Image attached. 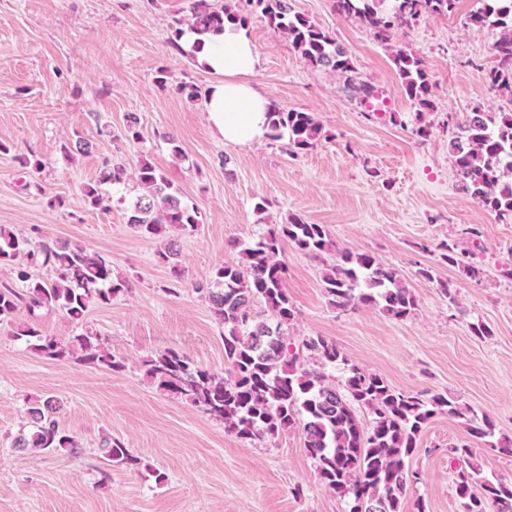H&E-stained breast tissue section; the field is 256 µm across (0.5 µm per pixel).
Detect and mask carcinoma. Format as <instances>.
Masks as SVG:
<instances>
[{
  "instance_id": "carcinoma-1",
  "label": "carcinoma",
  "mask_w": 512,
  "mask_h": 512,
  "mask_svg": "<svg viewBox=\"0 0 512 512\" xmlns=\"http://www.w3.org/2000/svg\"><path fill=\"white\" fill-rule=\"evenodd\" d=\"M245 14L234 13L213 0H192L187 18L176 20L168 43L182 53L185 30L205 38L224 31L227 23L245 26L247 15L259 12L283 33L301 56L315 67L343 79L367 101L374 88L354 75L347 52L336 39L306 17L293 12L290 0H242ZM470 16L479 26L502 31L494 44L497 65L485 73L493 86L512 85V0H482ZM457 0H335L336 11L359 19L381 42L392 32L412 27L423 14L451 15ZM394 64L406 97L418 114L432 108L431 84L423 61L404 51ZM270 136L287 141L294 154L315 144L321 135L311 112L271 106ZM449 141L461 189L500 219L512 220V112H487L474 107L457 123ZM140 192L132 200L121 196L126 224L145 238L161 239L171 229L193 234L202 224L198 207L181 197L179 188L148 162L136 172ZM126 183L121 163L105 161L98 181L83 189L87 203L99 208ZM288 239L304 254L319 257L333 243L322 224L293 215L286 224H271L249 242L238 244L241 262L226 263L213 272L204 294L215 318L224 325V361L232 368L226 379L204 369L176 349H166L145 361L146 373L159 386L184 396L204 414L224 422L227 431L245 441L274 438L294 426L301 428L304 448L322 484L345 499L346 512H400L402 499L416 478L407 460L418 448L428 421L437 414L466 419L470 435L512 456V442L497 444L494 424L485 415L467 414L448 394L428 398L393 388L381 376L352 362L332 339L308 336L296 342L288 327L295 310L283 288L285 268L278 259L281 241ZM176 243L156 252L157 261L180 274ZM0 264L10 267L12 281L0 284V324L12 322L23 309L29 321L14 337L36 354L51 360L72 357L83 364L110 370L123 367L101 336L84 325L93 306H108L128 290L127 279L116 276L112 262L69 241H34L0 225ZM46 270L48 278L37 275ZM326 291L338 307L358 304L380 309L396 320L417 309L414 293L396 270L369 253L339 251L325 274ZM59 312L80 333L60 340L39 329L43 314ZM342 374L336 383L333 372ZM56 397L28 402L31 431L15 439V448L80 453L81 446L61 427ZM109 465H136L138 460L118 439L104 440ZM452 461L464 463L456 474V493L463 512H512V480L480 476L473 462L474 443L451 446Z\"/></svg>"
}]
</instances>
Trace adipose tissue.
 I'll list each match as a JSON object with an SVG mask.
<instances>
[{"label": "adipose tissue", "instance_id": "ef3b65f1", "mask_svg": "<svg viewBox=\"0 0 512 512\" xmlns=\"http://www.w3.org/2000/svg\"><path fill=\"white\" fill-rule=\"evenodd\" d=\"M197 64L214 76L203 102L207 124L224 143L249 147L270 133V101L252 81L260 56L245 28L229 25L203 43L193 34L182 38Z\"/></svg>", "mask_w": 512, "mask_h": 512}]
</instances>
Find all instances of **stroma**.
<instances>
[{"label":"stroma","mask_w":512,"mask_h":512,"mask_svg":"<svg viewBox=\"0 0 512 512\" xmlns=\"http://www.w3.org/2000/svg\"><path fill=\"white\" fill-rule=\"evenodd\" d=\"M334 2L291 0L394 107L381 117L366 111L340 77L311 66L251 14L245 27L261 58L254 83L271 103L314 113L322 126L313 147L291 155L281 140L238 147L210 132L201 96L214 78L168 43L189 0H0V225L80 244L130 282L128 293L87 316L120 370L43 358L15 340L12 326L0 327V512H345L321 483L300 429L242 441L161 389L143 367L176 348L230 375L224 328L194 286L218 265L240 262L238 242L292 214L325 225L337 250L368 253L396 269L417 309L398 321L376 308L332 305L323 277L334 252L315 258L285 242L283 286L296 311L290 336L333 339L394 388L451 395L487 415L496 439L512 440V221L461 191L448 154L456 122L474 105L512 111V91L484 80L501 32L469 23L480 0H458L453 14L421 17L383 44L357 19L338 15ZM400 50L420 57L429 74L434 107L424 114L404 96L393 62ZM185 82L199 98L177 94ZM130 113L140 119L135 143L123 135ZM422 123L423 137L416 133ZM169 136L186 161L173 157ZM79 141L87 151L75 150ZM22 155L40 160V169L22 167ZM108 159L130 173L150 162L201 210L198 233L176 237L181 278L157 263L160 241L125 224L121 204L86 202L84 186ZM35 182L43 193L32 190ZM261 197L269 207L258 213ZM473 225L482 231L476 240L467 233ZM445 243L459 263L443 258ZM423 269L432 280L420 277ZM443 281L451 282V297L441 295ZM478 322L487 337L473 335ZM45 395L61 400V426L81 455L14 448L28 401ZM108 437L138 463L113 467L103 486ZM468 437L463 418L431 419L409 460L419 480L403 512H415L418 499L426 512H462L448 448Z\"/></svg>","instance_id":"35a3bbf8"}]
</instances>
